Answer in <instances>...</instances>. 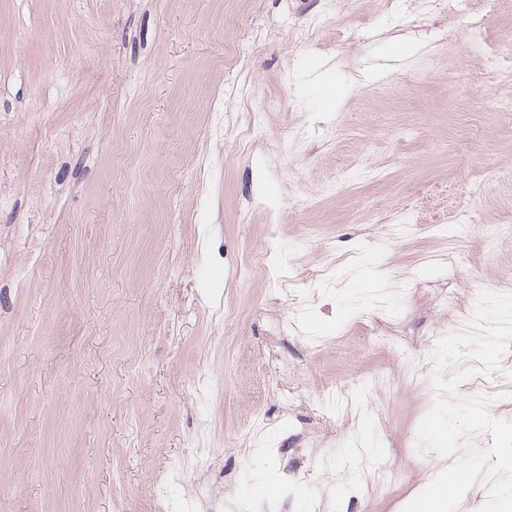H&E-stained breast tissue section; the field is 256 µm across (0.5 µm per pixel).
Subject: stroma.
Here are the masks:
<instances>
[{
    "label": "stroma",
    "instance_id": "35a3bbf8",
    "mask_svg": "<svg viewBox=\"0 0 512 512\" xmlns=\"http://www.w3.org/2000/svg\"><path fill=\"white\" fill-rule=\"evenodd\" d=\"M477 15L512 53V0H0V512H404L454 463L431 355L512 294ZM457 393L512 421V347Z\"/></svg>",
    "mask_w": 512,
    "mask_h": 512
}]
</instances>
